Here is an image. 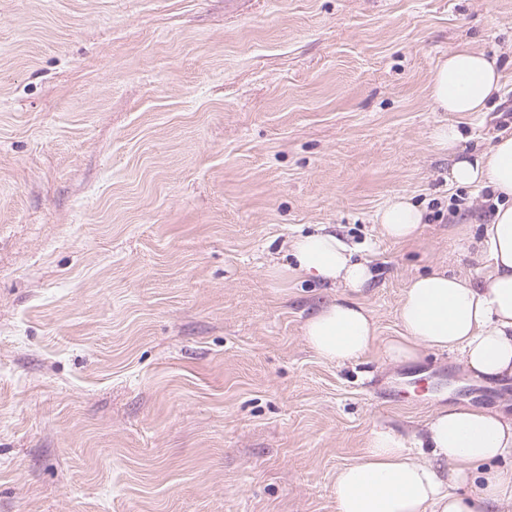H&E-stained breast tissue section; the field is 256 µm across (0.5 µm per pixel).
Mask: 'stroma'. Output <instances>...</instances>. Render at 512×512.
Listing matches in <instances>:
<instances>
[{"instance_id": "stroma-1", "label": "stroma", "mask_w": 512, "mask_h": 512, "mask_svg": "<svg viewBox=\"0 0 512 512\" xmlns=\"http://www.w3.org/2000/svg\"><path fill=\"white\" fill-rule=\"evenodd\" d=\"M463 44L502 62L490 111L429 99ZM511 109L512 0H0V512H336L373 428L511 415L458 354L381 345L410 278L483 264L490 192L433 130L478 150ZM321 227L376 270L342 365L302 333L340 288L277 272ZM424 215V211L409 198L396 196L377 213L376 220L386 238L406 243L420 236L422 224H425Z\"/></svg>"}]
</instances>
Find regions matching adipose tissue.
I'll return each instance as SVG.
<instances>
[{
  "mask_svg": "<svg viewBox=\"0 0 512 512\" xmlns=\"http://www.w3.org/2000/svg\"><path fill=\"white\" fill-rule=\"evenodd\" d=\"M503 73L497 55L458 46L440 58L429 97L441 112H485L499 98ZM435 145L455 161L449 183L486 187L492 217L476 243L484 261L480 281L435 269L408 282L398 310L401 335L378 341L370 311L352 298L372 270L349 246L325 231L294 238L296 276L340 283L349 295L310 316L303 335L326 361L342 364L381 343L387 362L421 360L429 351H455L465 368L488 382L512 379V131L488 148L469 151L457 125L437 127ZM382 234L416 240L425 222L409 198L390 199L377 213ZM512 454V416L470 405L438 408L423 436L390 427L370 431L362 455L336 474L337 512H512V469L498 462Z\"/></svg>",
  "mask_w": 512,
  "mask_h": 512,
  "instance_id": "obj_1",
  "label": "adipose tissue"
}]
</instances>
